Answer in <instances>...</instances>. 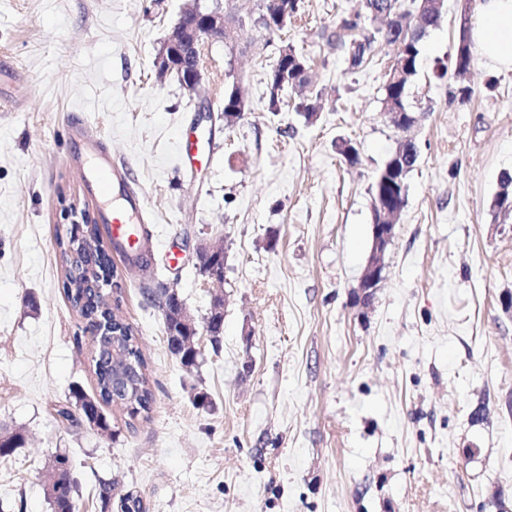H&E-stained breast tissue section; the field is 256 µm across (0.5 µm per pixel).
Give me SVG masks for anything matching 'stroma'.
I'll return each instance as SVG.
<instances>
[{
    "label": "stroma",
    "instance_id": "stroma-1",
    "mask_svg": "<svg viewBox=\"0 0 512 512\" xmlns=\"http://www.w3.org/2000/svg\"><path fill=\"white\" fill-rule=\"evenodd\" d=\"M192 1L0 0V62L22 98L0 104V424L26 438L0 461V512H51L43 474L59 452L81 512H100L102 480L144 512H512V214L490 208L512 174V72L473 59L464 103L453 76H434L461 14L477 11L446 0L425 39L410 95L420 156L365 307L354 293L371 185L401 138L381 109L395 47L351 69L326 37L359 0H301L277 34L246 27L235 55L206 44L193 92L153 67ZM284 45L307 59L310 83L284 89L272 113L267 73ZM234 84L246 109L228 129ZM307 97L321 103L312 121L295 109ZM79 121L127 166L157 241L146 272L110 254L154 402L131 425L108 409V434L57 415L72 385L96 387L57 248L74 212L99 214L69 160ZM198 132L210 156L191 166L182 141ZM344 140L357 165L339 154ZM202 237L224 244V333L190 373L142 289H177L205 315ZM198 390L209 407L193 405Z\"/></svg>",
    "mask_w": 512,
    "mask_h": 512
}]
</instances>
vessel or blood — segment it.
I'll use <instances>...</instances> for the list:
<instances>
[{
    "instance_id": "vessel-or-blood-1",
    "label": "vessel or blood",
    "mask_w": 512,
    "mask_h": 512,
    "mask_svg": "<svg viewBox=\"0 0 512 512\" xmlns=\"http://www.w3.org/2000/svg\"><path fill=\"white\" fill-rule=\"evenodd\" d=\"M77 146L73 160L82 172L87 193L100 205L105 220L110 224L113 240L136 246L141 244V224L146 223V205L143 198L128 184V170L112 160L99 135L85 124L72 130Z\"/></svg>"
}]
</instances>
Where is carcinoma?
Wrapping results in <instances>:
<instances>
[{"instance_id": "cac0c4a2", "label": "carcinoma", "mask_w": 512, "mask_h": 512, "mask_svg": "<svg viewBox=\"0 0 512 512\" xmlns=\"http://www.w3.org/2000/svg\"><path fill=\"white\" fill-rule=\"evenodd\" d=\"M364 11L372 16L384 15L389 18L387 25L377 28L371 33L360 32V13L344 15L336 23V27L328 34V44L345 50L351 67L356 68L368 62L374 55L375 44L378 41H385L397 47V59L403 65L406 76L399 81L385 80L383 85V98H389L397 105L399 111L407 113L405 126H411L415 117L407 103V94L410 83L418 74L422 43L429 30L438 25L443 14L437 13L431 20H425V14L417 13L418 0H410L409 5H404L401 0H362ZM458 40L466 43L468 55L462 62L458 61L457 54L450 56L449 63L437 62L435 77L444 78L448 71H453L459 82L458 92L462 99H467V92L470 91L468 77L473 59V45L470 43L469 28H463L459 33ZM279 73L288 76V86H295V80L302 73V68L307 66L306 59L288 49V56L277 59ZM401 158L407 162L405 173H410L417 164L415 158L419 157L418 145L412 142L398 143L390 159ZM512 201V175L506 173L501 177L500 189L496 193L492 206L494 209L504 211V203ZM60 250L62 267L64 271V293L70 299L81 318L86 322L103 319L108 316L110 310H118L112 306V295L120 292L118 282H113V287L100 294L93 291L87 285V278L80 267H75L69 261V246L63 240L57 241ZM120 328L123 334L124 357L135 363L141 369V379L131 389L125 401L118 405V408L125 411L131 420L147 418L152 411L154 395L150 386L147 374V361L140 347L138 336L133 326L121 322ZM166 341L169 351L179 360L180 364L200 365L203 361V354L191 350L180 351L174 344L184 337L177 323L165 325ZM96 377V393L87 394L84 389L77 385L70 391L66 404L58 410V415L67 421L82 420L91 427L100 430H108L110 422L103 411L106 406L112 405V396L109 391V382L112 378V369L101 365L93 366ZM25 442V435L22 430L0 425V459H7L13 455L15 449L21 447ZM51 512H80L77 483L64 484L60 487L54 498L49 500Z\"/></svg>"}]
</instances>
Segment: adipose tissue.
<instances>
[{"mask_svg":"<svg viewBox=\"0 0 512 512\" xmlns=\"http://www.w3.org/2000/svg\"><path fill=\"white\" fill-rule=\"evenodd\" d=\"M471 39L493 71H512V0H483Z\"/></svg>","mask_w":512,"mask_h":512,"instance_id":"obj_1","label":"adipose tissue"}]
</instances>
